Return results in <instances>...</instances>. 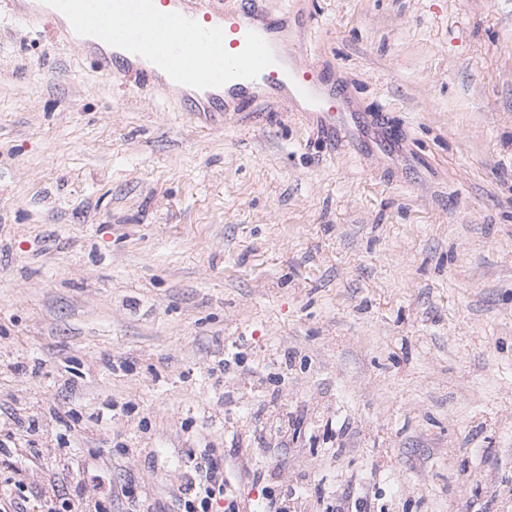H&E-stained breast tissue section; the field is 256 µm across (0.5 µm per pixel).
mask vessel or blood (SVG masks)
I'll use <instances>...</instances> for the list:
<instances>
[{
    "mask_svg": "<svg viewBox=\"0 0 512 512\" xmlns=\"http://www.w3.org/2000/svg\"><path fill=\"white\" fill-rule=\"evenodd\" d=\"M159 3L163 12L181 13L206 28H222L224 46L232 54L244 49L248 32L258 33L270 46L274 64L256 78L234 79L220 87L199 90L174 82L158 66L139 55L92 36L77 37L68 19L56 9L39 10L31 0H0V8L28 25L45 20L58 41L76 44L105 76L124 74L157 87L163 95H178L181 110L188 112L197 123L223 122L225 113L240 111L259 98L272 97L295 106L303 104L314 108L322 122L335 124L340 107L330 94L328 78L293 60L285 24L260 14L257 0H244L242 10L230 15L216 9L215 0H159Z\"/></svg>",
    "mask_w": 512,
    "mask_h": 512,
    "instance_id": "1",
    "label": "vessel or blood"
}]
</instances>
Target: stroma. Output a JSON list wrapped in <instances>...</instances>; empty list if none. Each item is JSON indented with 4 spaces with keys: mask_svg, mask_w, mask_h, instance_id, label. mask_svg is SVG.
Instances as JSON below:
<instances>
[{
    "mask_svg": "<svg viewBox=\"0 0 512 512\" xmlns=\"http://www.w3.org/2000/svg\"><path fill=\"white\" fill-rule=\"evenodd\" d=\"M346 104L201 127L0 13V458L109 512H512V0H264ZM103 484V485H104ZM208 449V451H207ZM204 449L201 462H196L194 469L197 477L188 483L186 496L179 499V512H210L213 500H227L225 512H240L237 498H224V486L230 482L225 474L224 457H215L209 448Z\"/></svg>",
    "mask_w": 512,
    "mask_h": 512,
    "instance_id": "obj_1",
    "label": "stroma"
}]
</instances>
